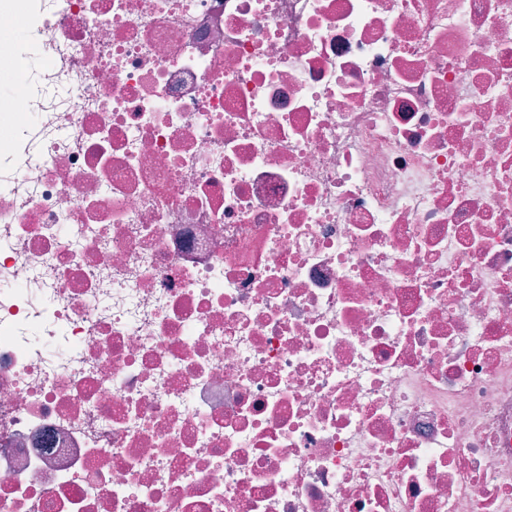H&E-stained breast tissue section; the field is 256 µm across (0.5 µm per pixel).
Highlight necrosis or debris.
<instances>
[{"label": "necrosis or debris", "instance_id": "obj_1", "mask_svg": "<svg viewBox=\"0 0 512 512\" xmlns=\"http://www.w3.org/2000/svg\"><path fill=\"white\" fill-rule=\"evenodd\" d=\"M0 512H512V0H0Z\"/></svg>", "mask_w": 512, "mask_h": 512}]
</instances>
